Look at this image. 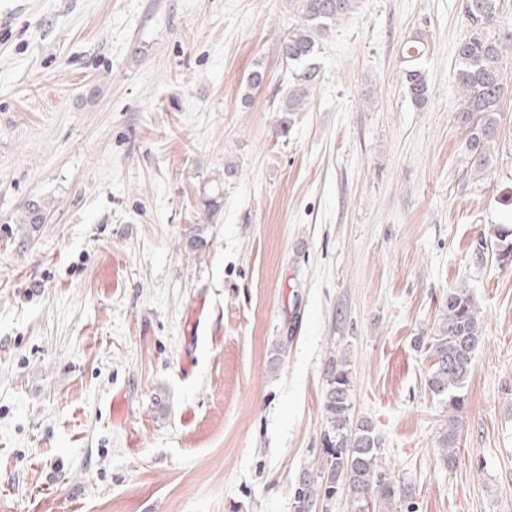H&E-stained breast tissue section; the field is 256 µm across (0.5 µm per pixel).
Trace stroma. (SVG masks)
<instances>
[{
	"label": "stroma",
	"instance_id": "stroma-1",
	"mask_svg": "<svg viewBox=\"0 0 512 512\" xmlns=\"http://www.w3.org/2000/svg\"><path fill=\"white\" fill-rule=\"evenodd\" d=\"M463 2L358 0L283 136L298 0H0V512H294L333 353L418 512H512V265L475 250L512 225V92L473 175ZM462 286L484 338L452 415L418 339ZM415 39L421 40L419 37H415ZM420 40H412V43L408 46L404 57L406 65L401 72L402 87L405 94L417 107L424 106L428 101L426 75L419 64V60L424 53L421 47L424 44ZM458 429V421L453 416L449 417L447 427L443 429L438 439L441 459L447 468H452L456 464Z\"/></svg>",
	"mask_w": 512,
	"mask_h": 512
}]
</instances>
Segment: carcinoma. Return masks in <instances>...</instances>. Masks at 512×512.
I'll return each mask as SVG.
<instances>
[{"instance_id": "carcinoma-1", "label": "carcinoma", "mask_w": 512, "mask_h": 512, "mask_svg": "<svg viewBox=\"0 0 512 512\" xmlns=\"http://www.w3.org/2000/svg\"><path fill=\"white\" fill-rule=\"evenodd\" d=\"M301 24L288 32L280 46L283 58L292 66L291 84L279 111L293 115L305 109L318 81L319 38L330 31L356 5V0H300ZM500 0H466L465 17L469 33L459 42L453 70L457 88L458 120L465 129L461 149L471 170L484 172L495 158L499 140L500 115L507 93L506 74L512 54V30L497 28ZM423 42L414 40L406 50L401 72L402 87L417 107L428 101V85L419 64ZM46 207H27L22 223L28 236L45 223ZM497 247L496 259L512 261V228L498 226L491 238L480 237ZM482 320L470 289L448 292L446 309L437 336L433 337L436 362L426 379L432 393L448 401L447 427L438 439L443 465L456 464L458 421L453 412L465 402V388L475 352L482 339ZM325 427L321 437L326 463L317 476L309 471L299 475L294 502L304 507L310 502L334 501L345 491H355L354 512H386L395 500L406 504V512H416L412 494L393 481L382 465V439L368 420L353 421L352 370L342 355H330L324 366Z\"/></svg>"}]
</instances>
